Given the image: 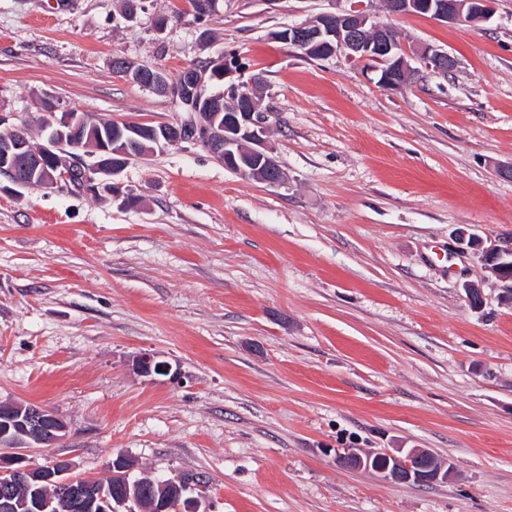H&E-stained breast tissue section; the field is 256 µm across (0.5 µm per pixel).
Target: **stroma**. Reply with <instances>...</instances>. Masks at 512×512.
I'll list each match as a JSON object with an SVG mask.
<instances>
[{"instance_id":"35a3bbf8","label":"stroma","mask_w":512,"mask_h":512,"mask_svg":"<svg viewBox=\"0 0 512 512\" xmlns=\"http://www.w3.org/2000/svg\"><path fill=\"white\" fill-rule=\"evenodd\" d=\"M0 0V116L38 136L46 105L90 119H183L114 72L170 75L236 53L262 73L281 186L170 145L108 196L12 186L0 175V402L68 429L32 463L104 476L193 473L211 512H512V304L466 228L512 239V0L488 20L391 15L418 58L388 89L361 62L312 59L275 37L350 0ZM166 28H159V18ZM482 289L474 307L465 288ZM167 362L148 375L136 357ZM423 448L446 481L396 483L338 453ZM417 52L422 57V59L426 61L427 66L430 69H432V66L435 65L436 68L434 72L443 76L445 73L448 75V72L453 71L456 66V60L452 55H450L448 52L434 49L429 45L420 46Z\"/></svg>"}]
</instances>
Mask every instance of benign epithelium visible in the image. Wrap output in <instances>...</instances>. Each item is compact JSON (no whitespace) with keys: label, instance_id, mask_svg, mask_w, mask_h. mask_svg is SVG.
Instances as JSON below:
<instances>
[{"label":"benign epithelium","instance_id":"benign-epithelium-1","mask_svg":"<svg viewBox=\"0 0 512 512\" xmlns=\"http://www.w3.org/2000/svg\"><path fill=\"white\" fill-rule=\"evenodd\" d=\"M493 0H387L389 12L394 16L420 14L441 22H468L486 20ZM277 39L291 48H303L312 43L320 45L322 56L329 58L344 55L353 61L372 62L371 70L379 73L378 83L397 89L403 86L410 73L408 53L398 36L388 25L382 24L366 10L353 6L339 13H324L315 20L289 26L275 32ZM418 53L427 66L445 74L454 70L455 58L445 51L422 45ZM124 74L151 90L170 93V84L158 69H133ZM201 84L198 70L188 66L178 77V87L183 96L193 97ZM255 81L237 84L231 82L224 88V99L237 102V111L218 122L220 113L210 112L204 121L188 124H162L144 129V125L126 122L116 124L129 130L127 138L141 137L163 149L174 143H191L201 147L224 162V167L234 170L245 179H255L270 185L285 181L274 156V148L268 143L267 131L270 115L258 112L254 106L252 91ZM44 128L50 133L39 142L17 133L6 141L0 152V170L10 175L18 186H26L25 175L33 173L50 177V185L70 189V179L81 174L86 191L108 194L114 198L122 195L121 183L115 180L135 156L129 153L122 141H106L97 137V147L86 158L73 157L63 151L66 139L86 133L84 119L76 112L57 114L47 108L43 114ZM467 247L480 255L484 268L495 265L500 269L498 280L509 285L506 297L512 298V240L484 246L483 239L474 235L460 236ZM138 367L146 374H162L171 371L169 364L160 363L151 356L136 358ZM67 425L57 413L23 403H0V503L10 508L13 503V487L20 482L34 491L47 488L56 494L55 501L68 512H84L91 506L98 512H144L142 492L128 482L134 470L132 462L123 454L112 460L111 477L104 481H80L69 476L71 463L58 458L47 466L33 467L21 453L23 448H50L66 436ZM429 451L410 449L398 457L388 451L360 455L354 452L338 457V461L351 468H371L385 479L398 483L433 484L448 479V470L439 463L427 462ZM127 479L121 491H112V479ZM203 485L186 476L163 478L150 501L155 512H178L181 501L187 502L188 512H209Z\"/></svg>","mask_w":512,"mask_h":512}]
</instances>
